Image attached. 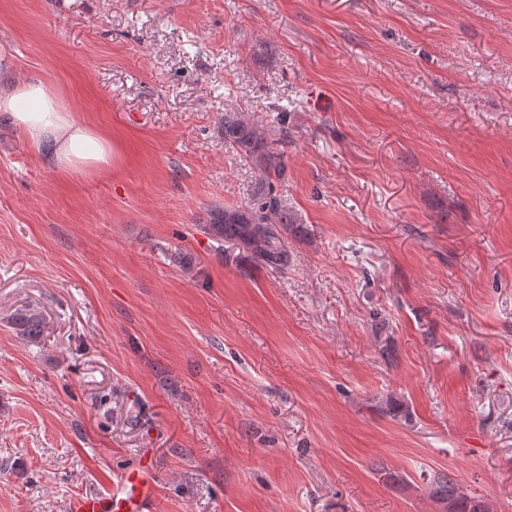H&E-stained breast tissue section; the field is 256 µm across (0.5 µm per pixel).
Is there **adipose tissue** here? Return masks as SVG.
<instances>
[{
    "label": "adipose tissue",
    "mask_w": 512,
    "mask_h": 512,
    "mask_svg": "<svg viewBox=\"0 0 512 512\" xmlns=\"http://www.w3.org/2000/svg\"><path fill=\"white\" fill-rule=\"evenodd\" d=\"M0 112L34 145L43 147L54 165L71 173L84 168L108 169L111 138L85 124L61 103L57 93L39 81L19 79L10 55L0 50Z\"/></svg>",
    "instance_id": "1"
}]
</instances>
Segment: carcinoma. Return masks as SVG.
Listing matches in <instances>:
<instances>
[{
  "instance_id": "cac0c4a2",
  "label": "carcinoma",
  "mask_w": 512,
  "mask_h": 512,
  "mask_svg": "<svg viewBox=\"0 0 512 512\" xmlns=\"http://www.w3.org/2000/svg\"><path fill=\"white\" fill-rule=\"evenodd\" d=\"M224 142L231 144L240 157L253 163L258 193L248 206L210 210L203 228L215 239L242 244L267 268L280 271L288 267L290 261L284 234L293 228L291 216L281 209L273 183V178L280 175L281 164L276 162L265 136L240 112L224 113ZM12 324L20 335L32 342L42 336L44 320L36 309L16 314ZM434 484V496L442 512H489L484 503L468 496L452 475L440 472L435 475Z\"/></svg>"
}]
</instances>
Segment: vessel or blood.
<instances>
[{"label":"vessel or blood","instance_id":"b4317fda","mask_svg":"<svg viewBox=\"0 0 512 512\" xmlns=\"http://www.w3.org/2000/svg\"><path fill=\"white\" fill-rule=\"evenodd\" d=\"M157 481L148 465L118 474L102 494L75 496L69 512H154Z\"/></svg>","mask_w":512,"mask_h":512}]
</instances>
